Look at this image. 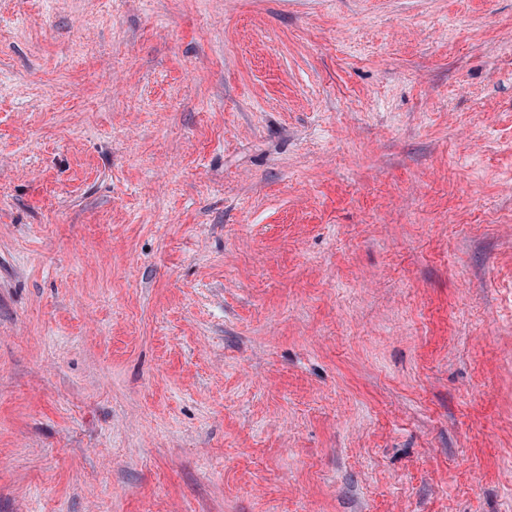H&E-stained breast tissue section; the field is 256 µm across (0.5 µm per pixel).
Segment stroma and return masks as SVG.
I'll return each mask as SVG.
<instances>
[{"label": "stroma", "instance_id": "obj_1", "mask_svg": "<svg viewBox=\"0 0 512 512\" xmlns=\"http://www.w3.org/2000/svg\"><path fill=\"white\" fill-rule=\"evenodd\" d=\"M0 512H512V0H0Z\"/></svg>", "mask_w": 512, "mask_h": 512}]
</instances>
